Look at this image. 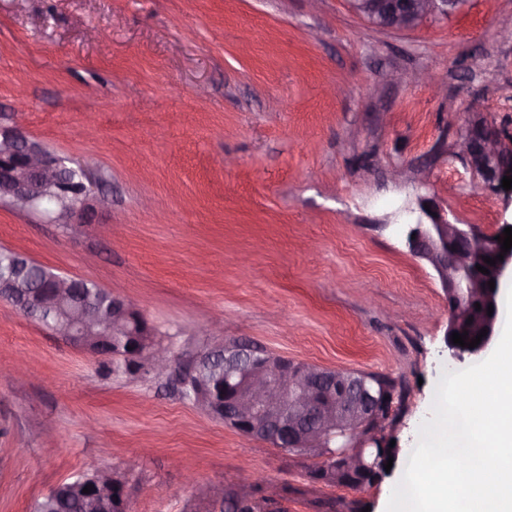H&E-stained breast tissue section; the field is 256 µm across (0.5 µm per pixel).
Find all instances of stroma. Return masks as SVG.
I'll use <instances>...</instances> for the list:
<instances>
[{
    "mask_svg": "<svg viewBox=\"0 0 512 512\" xmlns=\"http://www.w3.org/2000/svg\"><path fill=\"white\" fill-rule=\"evenodd\" d=\"M512 0L382 29L350 0H0V132L94 178L72 228L0 202V247L130 301L177 362L245 341L395 382L389 473L311 482L320 457L251 440L174 378L126 374L0 301V512L100 469L129 512H218L223 485L284 512H385L431 418L448 303L405 245L433 198L492 233L512 203L457 154L466 120L512 130ZM381 476L378 470H365L357 472L354 475L347 473L328 472L322 477L324 481L321 484L336 487H346L352 490H362L371 486Z\"/></svg>",
    "mask_w": 512,
    "mask_h": 512,
    "instance_id": "1",
    "label": "stroma"
}]
</instances>
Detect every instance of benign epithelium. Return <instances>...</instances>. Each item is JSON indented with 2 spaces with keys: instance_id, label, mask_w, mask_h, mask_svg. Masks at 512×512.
<instances>
[{
  "instance_id": "obj_1",
  "label": "benign epithelium",
  "mask_w": 512,
  "mask_h": 512,
  "mask_svg": "<svg viewBox=\"0 0 512 512\" xmlns=\"http://www.w3.org/2000/svg\"><path fill=\"white\" fill-rule=\"evenodd\" d=\"M356 13L373 24L389 29H407L427 16L448 17L459 0H351ZM459 150L465 162L481 177L489 191L512 200V189L502 187V179L512 176V140L483 121L466 122L460 133ZM89 167L74 169L39 144L26 137L0 133V199L26 207L49 204L53 212L66 217L65 224L85 223L84 200L89 193L85 180ZM429 208H424V205ZM507 225L485 234L466 224L448 221L430 198L418 201L415 222L405 227L409 252L426 261L436 272L448 299V326L445 343L457 361L482 356L496 336L497 296L507 269H512V249L502 253ZM504 254L501 260L496 259ZM496 260L493 266L484 258ZM481 265L488 273H462ZM495 282L490 289L488 281ZM74 278H56L55 292L27 288L23 279H0V298L11 300L27 313L52 312L53 306L72 298ZM480 304L481 328L487 335L474 348L451 340L463 333L464 320ZM493 314L487 315L488 306ZM112 320L128 322L124 335L138 347L125 349L119 336L104 335V317L94 307L79 303L68 314L55 320L53 331L85 352L99 357L112 342V358L136 372L147 369L157 377L175 374L182 396L207 406L208 413L243 436L274 442L284 448H303L325 457L330 463L353 469L371 468L380 461L378 454L397 456L398 448L376 433L373 422L391 408L393 391L384 390L370 377L357 374H331L315 365L295 363L273 356L246 343L224 345V396L217 399L206 384L195 379V366L201 358L175 367L168 351L151 346V331L125 298L112 295Z\"/></svg>"
}]
</instances>
